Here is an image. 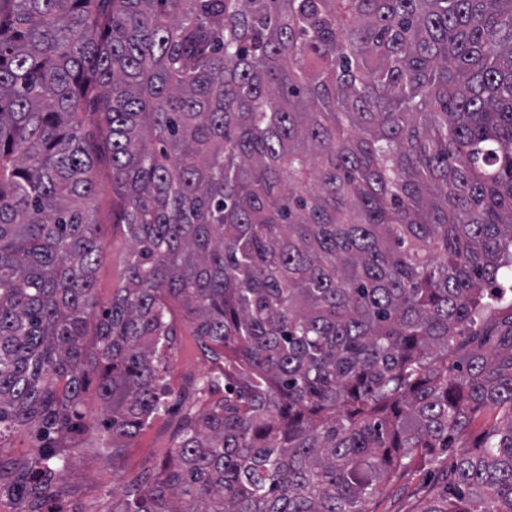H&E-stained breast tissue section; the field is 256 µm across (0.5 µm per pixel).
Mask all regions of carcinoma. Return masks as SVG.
I'll use <instances>...</instances> for the list:
<instances>
[{
	"label": "carcinoma",
	"instance_id": "carcinoma-1",
	"mask_svg": "<svg viewBox=\"0 0 512 512\" xmlns=\"http://www.w3.org/2000/svg\"><path fill=\"white\" fill-rule=\"evenodd\" d=\"M132 242L94 311L96 177ZM512 0H0V496L224 368L112 512H512ZM95 342L85 348L90 319ZM489 410L495 422L472 426ZM175 317L180 336H176V342L160 368L161 384L170 397L168 408L151 417L133 438L126 440L125 448H114L120 474L128 481L167 459L182 417V408L176 399H182L185 405L196 402L194 379L216 369V364L200 348L196 336H192L191 327L182 322L178 308ZM2 459H23L40 444L36 434L29 430H16L9 433L1 442ZM431 482L425 470L405 472L389 482L368 506L372 512H409L418 493L429 491Z\"/></svg>",
	"mask_w": 512,
	"mask_h": 512
}]
</instances>
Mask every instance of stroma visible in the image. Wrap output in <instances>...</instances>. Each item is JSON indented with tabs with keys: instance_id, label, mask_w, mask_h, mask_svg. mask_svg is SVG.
<instances>
[{
	"instance_id": "35a3bbf8",
	"label": "stroma",
	"mask_w": 512,
	"mask_h": 512,
	"mask_svg": "<svg viewBox=\"0 0 512 512\" xmlns=\"http://www.w3.org/2000/svg\"><path fill=\"white\" fill-rule=\"evenodd\" d=\"M94 205L106 230L100 240L101 259L95 270V299L106 305L124 279L130 241L121 226L111 224L112 185L107 170L97 178ZM213 361L200 348L188 325H180L172 350L161 369V383L170 397L166 411L151 417L124 447L107 448L96 429L84 430L68 439L72 454L57 488V497L67 512H112L114 473L133 478L164 462L180 424L183 404L195 402L194 379L214 370ZM425 470L403 473L389 482L368 506L369 512H411L417 494L430 490Z\"/></svg>"
}]
</instances>
